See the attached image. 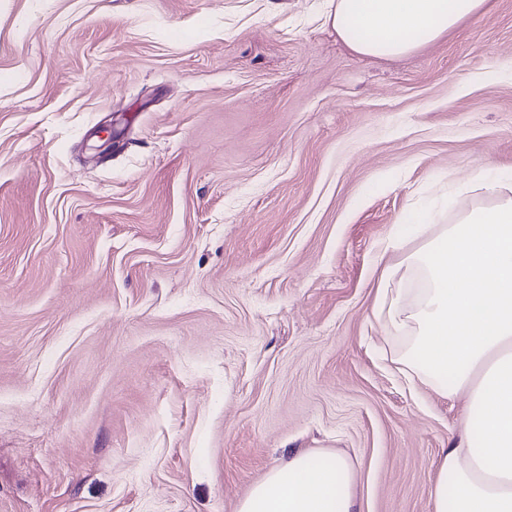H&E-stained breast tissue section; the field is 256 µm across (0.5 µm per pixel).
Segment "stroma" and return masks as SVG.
Returning <instances> with one entry per match:
<instances>
[{
    "label": "stroma",
    "instance_id": "35a3bbf8",
    "mask_svg": "<svg viewBox=\"0 0 512 512\" xmlns=\"http://www.w3.org/2000/svg\"><path fill=\"white\" fill-rule=\"evenodd\" d=\"M482 170L512 0L394 59L326 0H0V512H236L298 450L433 512L465 402L376 300Z\"/></svg>",
    "mask_w": 512,
    "mask_h": 512
}]
</instances>
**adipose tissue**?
<instances>
[{
	"mask_svg": "<svg viewBox=\"0 0 512 512\" xmlns=\"http://www.w3.org/2000/svg\"><path fill=\"white\" fill-rule=\"evenodd\" d=\"M487 0H331L329 15L354 52L402 57L480 14ZM494 202L458 223L427 225L425 245L385 268L386 325L404 341L399 370L439 395L465 400L457 443L430 487L434 512H512V180H483ZM237 512H360L356 474L299 451L256 483Z\"/></svg>",
	"mask_w": 512,
	"mask_h": 512,
	"instance_id": "adipose-tissue-1",
	"label": "adipose tissue"
}]
</instances>
